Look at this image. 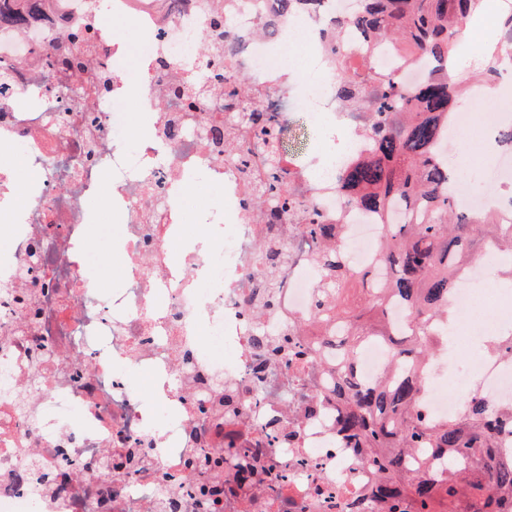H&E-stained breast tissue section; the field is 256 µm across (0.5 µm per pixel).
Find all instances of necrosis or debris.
<instances>
[{
	"label": "necrosis or debris",
	"mask_w": 512,
	"mask_h": 512,
	"mask_svg": "<svg viewBox=\"0 0 512 512\" xmlns=\"http://www.w3.org/2000/svg\"><path fill=\"white\" fill-rule=\"evenodd\" d=\"M357 0H303L288 17L274 0H49L26 28L0 29V63L9 65L14 94L0 104V512H165L170 494L184 512H199L195 476L183 467L204 448L231 442L258 451L260 464L281 479L276 492L256 485L249 496L227 494L221 512H382L377 475L336 426L329 395L336 351L324 343L314 302L323 271L317 248L298 225L271 235L253 209V184L199 132L201 118L219 116L221 102L185 111L174 82H200V38L223 13L233 47L224 59L228 88L246 77L260 109L276 126L304 115L333 137L332 151L305 163L281 154L297 199L334 225L350 268L376 263L377 220L347 205L337 190L339 162L368 155L366 112L348 108L340 75L368 67L391 74L412 91L426 70L415 48L371 40L348 30L342 56L326 43L332 14H352ZM140 38L135 73L127 43L110 20ZM89 29L88 72L99 82L95 111L63 94L75 76L49 71L46 51L57 38ZM472 86L455 110L448 148L457 168L474 156L461 138L481 140L512 123V94L475 117L481 99ZM495 193L477 196L455 180L457 206L478 214L499 208L497 192L512 187V154L486 168ZM214 187L193 220L203 246L175 253L185 216L179 195L186 180ZM118 214L123 232L121 285L104 291L92 280L90 227ZM277 237L288 248L273 317L252 293L260 268L257 242ZM488 261L470 263L451 297L448 351L425 372L423 414H455L459 401L482 398L491 413L512 407V357L492 353L467 374L464 352L476 336L512 342V314L490 303ZM288 340L291 357L259 373L250 338L256 328ZM390 347L363 344L354 373L366 387L392 373ZM233 390L240 417L212 420L215 393ZM281 445L269 447L270 433ZM65 474L59 495L37 474Z\"/></svg>",
	"instance_id": "obj_1"
}]
</instances>
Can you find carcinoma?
Listing matches in <instances>:
<instances>
[{
	"label": "carcinoma",
	"instance_id": "1",
	"mask_svg": "<svg viewBox=\"0 0 512 512\" xmlns=\"http://www.w3.org/2000/svg\"><path fill=\"white\" fill-rule=\"evenodd\" d=\"M353 15L339 18L331 31L336 57H341L343 33L354 27L375 39L403 40L414 45L427 63V77L405 98L404 90L382 73L375 87L346 77L339 95L350 104L369 103L372 112V152L343 168L340 189L346 203L374 213L380 219L379 265L386 282L367 285V306L355 314L341 308L351 278L342 247L332 237V225L320 224L312 210L288 193L286 172L280 166L276 142L286 129L257 122L246 112L214 123L203 120L209 142L224 147V155L250 175L248 160L234 153V144L248 133L268 147V168L256 175L254 204L267 211L272 223H286L298 215L304 234L322 243L318 261L324 280L317 293L315 315L336 322L345 333L331 336L326 344L338 346L340 377L331 396L340 408L339 431L354 447L370 455L379 473L376 494L385 512H512V455L498 448L501 423L489 417L486 403L474 399L446 419L422 417L423 385L416 374L386 379L373 388H361L354 363L363 341L370 337L388 340L394 362L423 371L440 336L436 327L449 316L448 299L460 284L464 266L483 252L512 253V223H499L488 212L471 216L460 210L448 195L452 176L443 159L442 140L457 100L471 83L453 75L454 37L459 27L478 14L481 0H359ZM44 8L42 0H0V22L19 25L24 16ZM209 51L224 43V16L213 18L204 37ZM73 54L71 68L85 71L87 61L76 38L62 36L50 51ZM209 100L224 97V79L202 83L193 92ZM262 279L254 296L271 315L278 273L288 254L272 238L259 247ZM396 298L410 309L413 325L402 340L385 321L384 302ZM255 367L262 371L278 356V347L262 332L254 337ZM417 448H432L444 456L446 470L436 472L416 456ZM198 488L214 491L233 480L249 490L259 479L254 458L245 448L229 444L212 448L188 462Z\"/></svg>",
	"mask_w": 512,
	"mask_h": 512
}]
</instances>
